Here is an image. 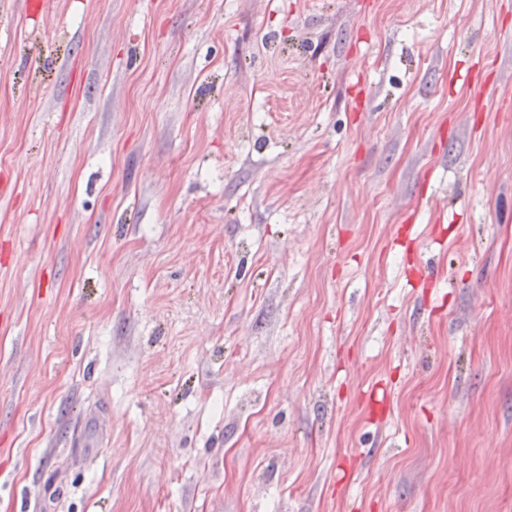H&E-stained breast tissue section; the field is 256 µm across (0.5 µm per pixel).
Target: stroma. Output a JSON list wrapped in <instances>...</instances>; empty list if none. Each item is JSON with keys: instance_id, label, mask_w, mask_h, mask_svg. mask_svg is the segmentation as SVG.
I'll list each match as a JSON object with an SVG mask.
<instances>
[{"instance_id": "obj_1", "label": "stroma", "mask_w": 512, "mask_h": 512, "mask_svg": "<svg viewBox=\"0 0 512 512\" xmlns=\"http://www.w3.org/2000/svg\"><path fill=\"white\" fill-rule=\"evenodd\" d=\"M0 0V512H512V0Z\"/></svg>"}]
</instances>
